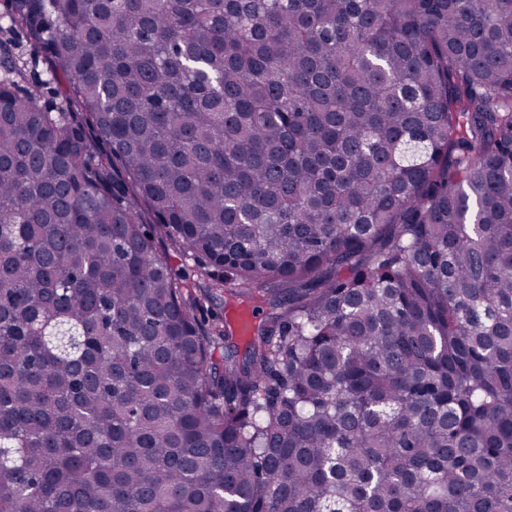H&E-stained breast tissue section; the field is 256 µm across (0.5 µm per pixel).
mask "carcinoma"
<instances>
[{
	"label": "carcinoma",
	"mask_w": 512,
	"mask_h": 512,
	"mask_svg": "<svg viewBox=\"0 0 512 512\" xmlns=\"http://www.w3.org/2000/svg\"><path fill=\"white\" fill-rule=\"evenodd\" d=\"M0 512H512V0H3Z\"/></svg>",
	"instance_id": "carcinoma-1"
}]
</instances>
